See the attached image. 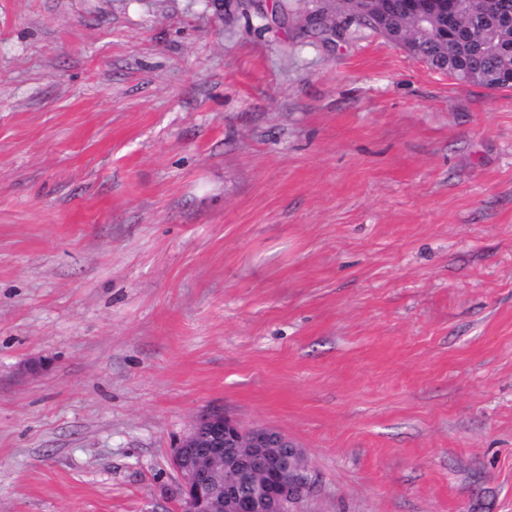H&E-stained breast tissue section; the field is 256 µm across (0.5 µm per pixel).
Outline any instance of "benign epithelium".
Wrapping results in <instances>:
<instances>
[{"label":"benign epithelium","instance_id":"1","mask_svg":"<svg viewBox=\"0 0 512 512\" xmlns=\"http://www.w3.org/2000/svg\"><path fill=\"white\" fill-rule=\"evenodd\" d=\"M343 3L356 18L372 20L378 32L418 59L421 58L419 41L436 39L451 43L456 39L458 18L465 8V0H343ZM402 15L423 24L417 38L405 40L395 32L393 20ZM485 16L497 26L512 25V15L500 11L498 0H486ZM283 449L303 456L301 449L279 430L245 429L220 414L204 415L174 449L172 464L179 477L176 496L190 512H287L304 496L308 474L300 470L288 476L280 455ZM235 451L244 455L247 469L238 473L239 481L226 482L221 487L214 480V470ZM241 481L252 485L250 493L239 490Z\"/></svg>","mask_w":512,"mask_h":512}]
</instances>
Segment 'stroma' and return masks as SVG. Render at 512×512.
Wrapping results in <instances>:
<instances>
[{"label":"stroma","mask_w":512,"mask_h":512,"mask_svg":"<svg viewBox=\"0 0 512 512\" xmlns=\"http://www.w3.org/2000/svg\"><path fill=\"white\" fill-rule=\"evenodd\" d=\"M206 412L297 512H512V89L336 0H0V512H180Z\"/></svg>","instance_id":"stroma-1"}]
</instances>
